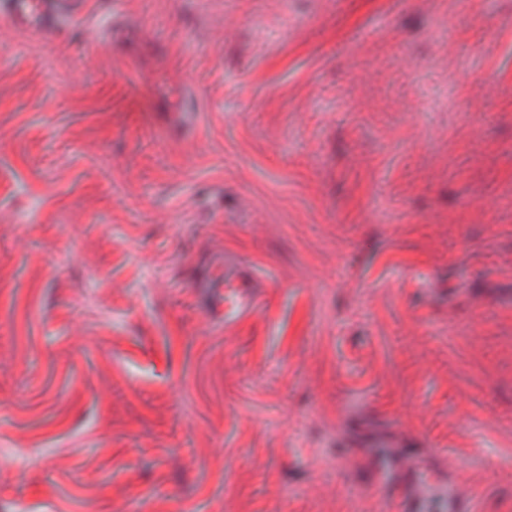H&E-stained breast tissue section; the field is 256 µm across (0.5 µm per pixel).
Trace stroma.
Masks as SVG:
<instances>
[{
  "label": "stroma",
  "instance_id": "obj_1",
  "mask_svg": "<svg viewBox=\"0 0 512 512\" xmlns=\"http://www.w3.org/2000/svg\"><path fill=\"white\" fill-rule=\"evenodd\" d=\"M452 488L512 512V0L0 23V512Z\"/></svg>",
  "mask_w": 512,
  "mask_h": 512
}]
</instances>
